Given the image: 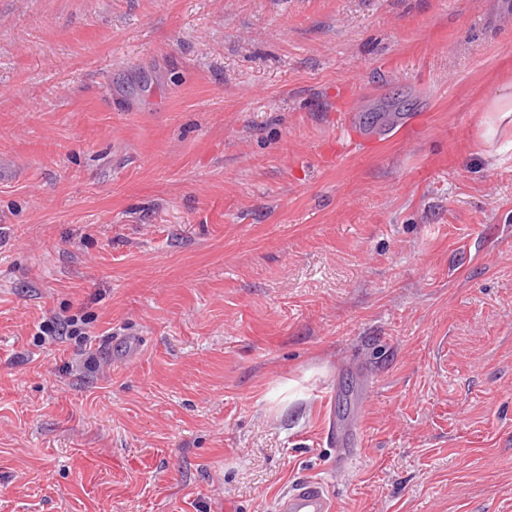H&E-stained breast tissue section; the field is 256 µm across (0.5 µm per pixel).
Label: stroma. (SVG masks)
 I'll return each instance as SVG.
<instances>
[{"instance_id":"1","label":"stroma","mask_w":512,"mask_h":512,"mask_svg":"<svg viewBox=\"0 0 512 512\" xmlns=\"http://www.w3.org/2000/svg\"><path fill=\"white\" fill-rule=\"evenodd\" d=\"M509 82L512 0H0V512H512ZM479 122V137L486 145H491L503 131L505 124L512 122V86L506 84L487 103ZM328 445L336 448V471L345 469L356 461L358 451L363 447V437L358 418L345 426L336 418L335 408H330L325 431ZM337 506L326 486L318 479H309L283 492L276 501V512H334Z\"/></svg>"}]
</instances>
